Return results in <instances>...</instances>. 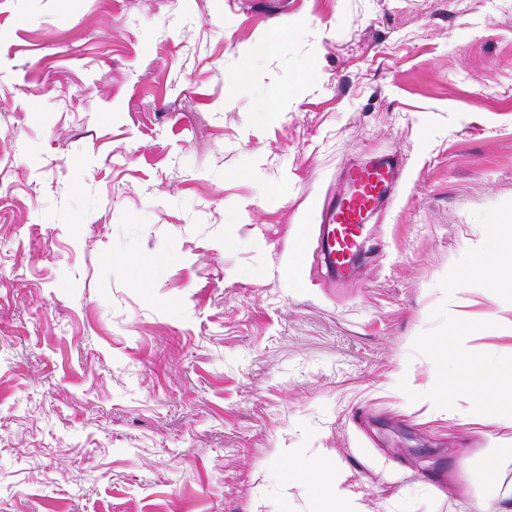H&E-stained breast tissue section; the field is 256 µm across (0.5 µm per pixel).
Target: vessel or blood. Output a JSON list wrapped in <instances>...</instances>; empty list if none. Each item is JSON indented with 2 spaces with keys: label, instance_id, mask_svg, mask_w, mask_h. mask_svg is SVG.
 Returning <instances> with one entry per match:
<instances>
[{
  "label": "vessel or blood",
  "instance_id": "vessel-or-blood-1",
  "mask_svg": "<svg viewBox=\"0 0 512 512\" xmlns=\"http://www.w3.org/2000/svg\"><path fill=\"white\" fill-rule=\"evenodd\" d=\"M400 167L401 160L395 155L351 167L345 174V193L324 204L321 226L329 242L322 254L332 277L344 279L352 274L350 259L357 248L360 226L397 195Z\"/></svg>",
  "mask_w": 512,
  "mask_h": 512
}]
</instances>
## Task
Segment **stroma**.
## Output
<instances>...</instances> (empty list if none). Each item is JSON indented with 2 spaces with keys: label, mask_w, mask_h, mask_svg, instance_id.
Listing matches in <instances>:
<instances>
[{
  "label": "stroma",
  "mask_w": 512,
  "mask_h": 512,
  "mask_svg": "<svg viewBox=\"0 0 512 512\" xmlns=\"http://www.w3.org/2000/svg\"><path fill=\"white\" fill-rule=\"evenodd\" d=\"M386 154L404 190L332 280L316 216ZM509 200L512 0H0V512H309L289 448L362 512H468L462 457L512 479V429L398 382L443 302L512 356V302L438 286ZM123 263L133 281L142 287H148L151 284L156 268L158 267L157 261L144 260L136 257L125 258ZM288 450V477L324 487V491L312 501L310 512H357L354 510L362 492H356V484L351 481L350 471L337 465L333 453L328 448H320L303 469L292 466Z\"/></svg>",
  "instance_id": "1"
}]
</instances>
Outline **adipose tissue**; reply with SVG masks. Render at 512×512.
Listing matches in <instances>:
<instances>
[{"label": "adipose tissue", "instance_id": "obj_1", "mask_svg": "<svg viewBox=\"0 0 512 512\" xmlns=\"http://www.w3.org/2000/svg\"><path fill=\"white\" fill-rule=\"evenodd\" d=\"M289 478L321 487L310 512H355L360 497L350 471L337 465L330 449H320L303 469L289 468ZM461 491L470 497L473 512H512V488L504 486L493 463H485L477 479L465 480Z\"/></svg>", "mask_w": 512, "mask_h": 512}]
</instances>
